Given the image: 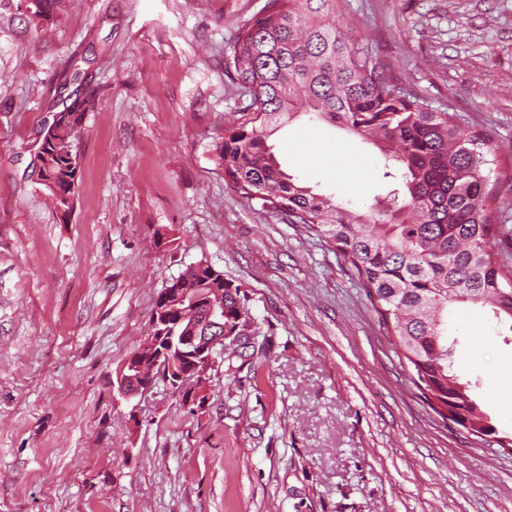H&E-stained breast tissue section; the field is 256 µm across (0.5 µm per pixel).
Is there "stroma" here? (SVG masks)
Returning a JSON list of instances; mask_svg holds the SVG:
<instances>
[{
  "instance_id": "35a3bbf8",
  "label": "stroma",
  "mask_w": 512,
  "mask_h": 512,
  "mask_svg": "<svg viewBox=\"0 0 512 512\" xmlns=\"http://www.w3.org/2000/svg\"><path fill=\"white\" fill-rule=\"evenodd\" d=\"M266 0H69L36 37L0 0V512H512V456L447 426L410 379L372 301L326 238L224 179L217 148L246 105L228 75ZM387 76L495 150L489 186L512 267V0H341ZM74 207L32 172L72 90ZM301 185L364 209L378 149L303 115L268 140ZM208 261L247 295L244 332L195 413L116 373L155 300ZM448 332L462 379L512 432V344L487 308Z\"/></svg>"
}]
</instances>
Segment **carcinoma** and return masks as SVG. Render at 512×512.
Returning a JSON list of instances; mask_svg holds the SVG:
<instances>
[{
	"instance_id": "carcinoma-1",
	"label": "carcinoma",
	"mask_w": 512,
	"mask_h": 512,
	"mask_svg": "<svg viewBox=\"0 0 512 512\" xmlns=\"http://www.w3.org/2000/svg\"><path fill=\"white\" fill-rule=\"evenodd\" d=\"M40 31L61 0H20ZM266 16L236 33L228 73L250 103L224 129V179L248 199L306 224L335 245L379 322L412 368V382L432 410L476 437L490 436L504 454L512 435L499 434L454 372L448 308L488 305L512 333V268L490 248L503 233L488 189L493 148L480 132L464 134L447 112H432L400 87L356 44L339 21V0H266ZM313 114L374 144L396 174L395 187L365 211L315 193L280 169L267 145L283 124ZM73 99L53 118L56 144L36 156L38 177L55 209H73L77 175L72 137L82 123ZM222 272L187 267L171 288L199 286L205 295ZM248 311L239 288L224 285V329L242 332Z\"/></svg>"
}]
</instances>
